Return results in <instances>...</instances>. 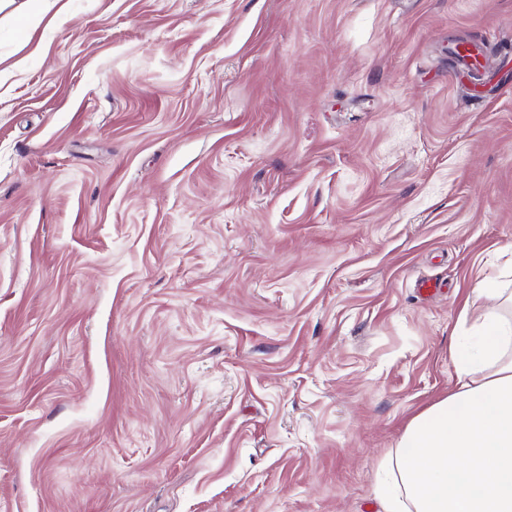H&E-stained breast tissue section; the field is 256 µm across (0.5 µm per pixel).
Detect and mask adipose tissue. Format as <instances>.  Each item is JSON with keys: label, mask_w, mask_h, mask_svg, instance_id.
<instances>
[{"label": "adipose tissue", "mask_w": 512, "mask_h": 512, "mask_svg": "<svg viewBox=\"0 0 512 512\" xmlns=\"http://www.w3.org/2000/svg\"><path fill=\"white\" fill-rule=\"evenodd\" d=\"M476 295L493 306L451 349L454 390L410 418L378 466L383 512H512V291L489 278Z\"/></svg>", "instance_id": "adipose-tissue-1"}]
</instances>
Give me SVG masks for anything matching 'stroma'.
Segmentation results:
<instances>
[{
  "mask_svg": "<svg viewBox=\"0 0 512 512\" xmlns=\"http://www.w3.org/2000/svg\"><path fill=\"white\" fill-rule=\"evenodd\" d=\"M29 7L0 12V512H382L512 267V0Z\"/></svg>",
  "mask_w": 512,
  "mask_h": 512,
  "instance_id": "obj_1",
  "label": "stroma"
}]
</instances>
